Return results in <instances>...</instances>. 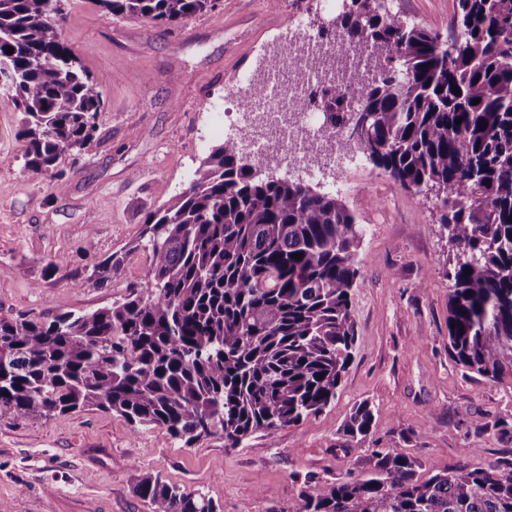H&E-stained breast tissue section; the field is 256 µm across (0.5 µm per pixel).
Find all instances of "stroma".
<instances>
[{
	"instance_id": "stroma-1",
	"label": "stroma",
	"mask_w": 512,
	"mask_h": 512,
	"mask_svg": "<svg viewBox=\"0 0 512 512\" xmlns=\"http://www.w3.org/2000/svg\"><path fill=\"white\" fill-rule=\"evenodd\" d=\"M61 38L103 80L92 143L67 168L65 192L25 170L15 137L20 114L0 91V317L89 311L121 298L149 264L131 254L122 280L90 281L95 264L135 240L146 210L187 187L224 141L213 109L237 75L260 69L284 44L291 18L328 24L339 7L319 0H220L168 28L136 16H104L95 0H62ZM390 15L441 34L458 0H385ZM344 198L365 232L352 315L357 339L335 401L319 416L256 434L235 448L215 434L185 446L164 428L134 430L123 418L85 410L50 420L0 418V503L8 512H150L132 491L143 471L213 498L222 512H292L305 478L365 474L340 429L352 408L377 411L374 438L418 458L419 479L507 457L512 442L471 441L466 424L484 412L512 422V377L465 376L448 355L446 277L455 255L434 194L404 189L371 163L348 173ZM59 271L46 276L49 263ZM83 278L71 287L68 278Z\"/></svg>"
}]
</instances>
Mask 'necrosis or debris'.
<instances>
[{
    "instance_id": "obj_1",
    "label": "necrosis or debris",
    "mask_w": 512,
    "mask_h": 512,
    "mask_svg": "<svg viewBox=\"0 0 512 512\" xmlns=\"http://www.w3.org/2000/svg\"><path fill=\"white\" fill-rule=\"evenodd\" d=\"M321 79L317 68L304 67L297 53L280 67L266 70L263 80L243 75L229 92L238 109L224 115V129L240 154L262 155L319 183L333 172L357 166L360 152L323 142L324 119L313 110L300 112L297 123L281 118V108L303 98Z\"/></svg>"
}]
</instances>
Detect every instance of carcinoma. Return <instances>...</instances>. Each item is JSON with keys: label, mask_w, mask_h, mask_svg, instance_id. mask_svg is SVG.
Listing matches in <instances>:
<instances>
[{"label": "carcinoma", "mask_w": 512, "mask_h": 512, "mask_svg": "<svg viewBox=\"0 0 512 512\" xmlns=\"http://www.w3.org/2000/svg\"><path fill=\"white\" fill-rule=\"evenodd\" d=\"M218 2L96 0L106 16L159 26ZM458 7L459 34L448 40L376 0H350L319 29L337 45L309 104L338 134L366 114L360 137L343 145L407 190L437 189L456 249L448 351L464 372L497 380L512 373V0ZM60 16L61 0H0V90L22 114L25 168L51 175L62 193L59 165L102 140L103 99L102 81L56 35ZM264 163L244 160L229 140L202 159L187 188L145 215L139 237L94 267L95 282L117 281L130 254L149 251L143 284L122 299L0 318V417L42 421L94 408L164 427L188 447L217 432L235 447L322 414L355 343L364 230L338 194L261 178ZM374 425L364 401L343 428L346 447L366 456V474L308 478L294 512H512V459L464 462L422 481L416 459L364 447ZM490 433L512 435V423L470 418L466 435ZM133 492L151 512H221L207 494L151 472L136 476Z\"/></svg>", "instance_id": "1"}]
</instances>
